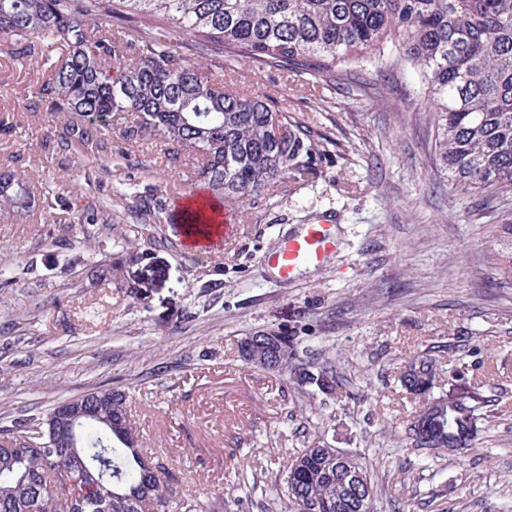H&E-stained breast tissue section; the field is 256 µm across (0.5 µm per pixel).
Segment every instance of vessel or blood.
I'll use <instances>...</instances> for the list:
<instances>
[{"instance_id": "1", "label": "vessel or blood", "mask_w": 512, "mask_h": 512, "mask_svg": "<svg viewBox=\"0 0 512 512\" xmlns=\"http://www.w3.org/2000/svg\"><path fill=\"white\" fill-rule=\"evenodd\" d=\"M234 216L233 208H225V221L221 224L184 225L183 240L187 248L204 249L210 240L226 235V222ZM340 246L339 226L334 214L316 217L314 222L300 225L277 245L263 252L260 265L271 270L280 283H294L308 269H323Z\"/></svg>"}]
</instances>
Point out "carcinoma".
Returning <instances> with one entry per match:
<instances>
[{
    "mask_svg": "<svg viewBox=\"0 0 512 512\" xmlns=\"http://www.w3.org/2000/svg\"><path fill=\"white\" fill-rule=\"evenodd\" d=\"M0 0V32L16 37L17 56L29 61L62 49L42 74L23 110L65 118L59 148L107 151L112 125L126 139H160L172 159L185 149L212 199L237 210L292 170L304 174L308 152L298 128L257 96L214 82L187 61L172 39L189 36L227 58L248 57L284 70L314 75L336 66L382 64L412 70L427 96L445 172L461 190L512 196V0ZM104 11L146 16L160 23L151 40L129 42L91 25ZM391 48L385 43L391 36ZM78 115L89 118L79 123ZM39 200L35 182L14 173L0 181V207L23 218ZM492 257L499 283H512V224ZM244 361L287 376L297 385L335 392L336 375L314 370L290 336L260 344L241 342ZM433 359L411 358L401 382L423 397L409 432L419 448L473 447L483 396L475 389L450 402L434 395ZM92 420L75 432L77 451L45 439L46 422L19 421L0 440V512H176L170 472L145 471L144 441L125 393L87 392ZM300 483L286 480L290 512H373L374 491L357 503L336 475V449L307 448L288 465Z\"/></svg>",
    "mask_w": 512,
    "mask_h": 512,
    "instance_id": "carcinoma-1",
    "label": "carcinoma"
}]
</instances>
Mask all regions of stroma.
Masks as SVG:
<instances>
[{"label":"stroma","instance_id":"stroma-1","mask_svg":"<svg viewBox=\"0 0 512 512\" xmlns=\"http://www.w3.org/2000/svg\"><path fill=\"white\" fill-rule=\"evenodd\" d=\"M0 35V170L26 172L62 203L26 219L0 211V436L59 401L117 388L177 500L221 498L220 512H288L287 465L305 448L361 457L374 512H512V286L490 257L512 198L486 199L441 171L423 96L395 71L288 75L248 58L201 57L216 83L271 99L301 126L307 172L255 196L234 234L192 254L180 205L201 184L193 157L113 130L112 155L58 149L60 121L31 114L45 66ZM160 206L140 207L141 196ZM95 210L110 223L87 224ZM336 213L342 243L318 271L281 286L257 258L295 225ZM112 276L89 281V266ZM257 331L295 337L332 368L330 395L246 365ZM435 362L436 394L478 388L476 445L415 447L419 406L400 382L410 357Z\"/></svg>","mask_w":512,"mask_h":512}]
</instances>
